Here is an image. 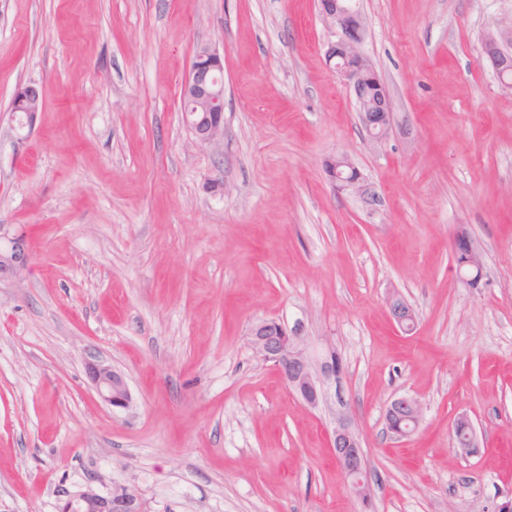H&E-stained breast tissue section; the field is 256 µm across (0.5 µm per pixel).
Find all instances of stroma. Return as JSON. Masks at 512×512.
I'll return each instance as SVG.
<instances>
[{
	"label": "stroma",
	"mask_w": 512,
	"mask_h": 512,
	"mask_svg": "<svg viewBox=\"0 0 512 512\" xmlns=\"http://www.w3.org/2000/svg\"><path fill=\"white\" fill-rule=\"evenodd\" d=\"M362 46L395 125L371 143L327 63L315 0H0V224L29 238L0 277V512L67 493L142 512H495L512 497V89L480 61L512 0H362ZM224 56V138L199 144L180 90ZM42 108L13 130L16 90ZM347 156L370 188L338 190ZM466 233L482 259L456 273ZM417 316L391 319L390 292ZM275 318L332 346L369 469L354 496L330 407L250 347ZM122 371L115 409L89 354ZM421 405L398 438L383 415ZM468 414L479 449L453 444ZM454 252H462L464 254L465 260L462 262L461 267L467 269L469 274L468 278L465 279L466 283L472 286L476 285L482 271L479 253L469 239L463 240L460 236H457L454 241ZM388 307L396 326L406 334L413 333L416 314L412 306L398 293L391 292L388 298ZM89 377L101 400L116 408H128L132 395L125 376L118 370L90 355L86 363ZM421 417L422 410L419 402L406 396L393 399L384 415L387 429L397 437H408L414 433ZM67 502L78 501L86 504L94 512H140L137 499L127 492L113 494L112 498H106L92 490L78 491L68 495Z\"/></svg>",
	"instance_id": "obj_1"
}]
</instances>
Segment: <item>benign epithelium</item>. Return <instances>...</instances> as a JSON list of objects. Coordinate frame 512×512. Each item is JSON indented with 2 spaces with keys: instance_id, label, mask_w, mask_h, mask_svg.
<instances>
[{
  "instance_id": "obj_1",
  "label": "benign epithelium",
  "mask_w": 512,
  "mask_h": 512,
  "mask_svg": "<svg viewBox=\"0 0 512 512\" xmlns=\"http://www.w3.org/2000/svg\"><path fill=\"white\" fill-rule=\"evenodd\" d=\"M320 13L334 29L336 40L327 50V59L354 96L360 121L376 144L387 139L394 124L392 102L385 84L362 51L368 26L361 8L350 0H318ZM481 58L490 63L501 78L512 75V29L487 32L482 38ZM224 57L203 46L195 52L190 75L181 88L183 118L202 145L212 144L224 136ZM42 107V96L35 86L18 90L12 112L20 116V125L31 126ZM332 178L338 188L357 195H367L362 175L353 179L345 173L355 169L351 160L338 155L330 161ZM29 243L20 234H13L7 224L0 225V276L21 275L27 267ZM454 251L465 256L461 267L467 269L466 282L479 281L482 262L470 240L456 238ZM388 307L396 326L407 334L416 323L414 309L397 293H390ZM253 350L278 370L289 391L312 408L330 407L334 414L329 433L330 448L336 464L343 472L350 490L365 498L368 490L367 469L360 438L353 418L342 397L344 369L336 363V351L325 347L315 358L303 347L301 336L288 332L276 319H262L249 329ZM89 377L101 400L116 408H127L132 395L125 376L118 370L89 356ZM422 417L421 405L411 397L393 399L387 406L386 427L397 437H408L417 429ZM68 501L86 504L92 512H140L137 499L127 492L106 498L91 490L69 495Z\"/></svg>"
}]
</instances>
